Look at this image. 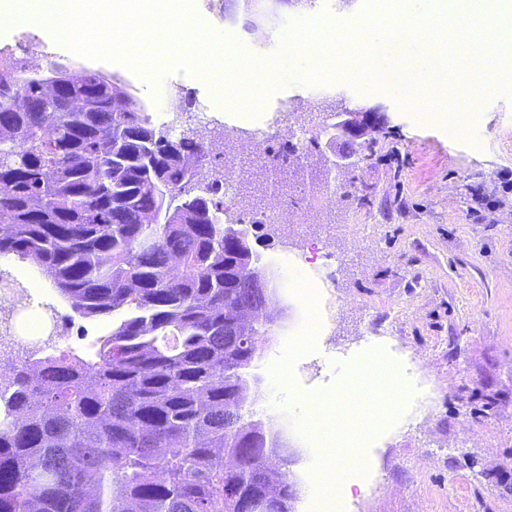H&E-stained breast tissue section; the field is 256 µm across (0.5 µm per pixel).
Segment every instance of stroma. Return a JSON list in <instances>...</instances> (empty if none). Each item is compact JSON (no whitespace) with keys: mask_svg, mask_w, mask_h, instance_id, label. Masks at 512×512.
<instances>
[{"mask_svg":"<svg viewBox=\"0 0 512 512\" xmlns=\"http://www.w3.org/2000/svg\"><path fill=\"white\" fill-rule=\"evenodd\" d=\"M193 7L212 32L233 36L251 57L274 55L286 20L302 12L281 0H193ZM0 45L21 62L38 53L52 64L114 77L173 140L204 134L203 114L216 113L205 87L181 73L146 80L36 28L0 25ZM360 108L380 110L387 126L374 157L348 176L327 182L319 155L304 149L300 174L279 178L273 192L274 171L261 156L224 198L225 223L257 221L251 245L278 292L250 409L282 427L295 512H313L309 472L321 446L291 426L288 413L302 407L275 389L270 367L305 322L284 259L321 241L333 255L327 302L334 319L327 340L294 363L297 389L335 397L344 364L381 347L390 358L409 359L417 389L430 396L426 417L407 411L364 443L370 480L353 483L347 512H512V96L478 98L476 125L454 133L413 106H399L391 84L363 93L341 80L312 86L290 79L249 130L231 113H216L227 169L235 171L255 140L275 148L290 140V128L315 129L330 113ZM279 110L287 125L268 129ZM302 187L325 194V205L299 199ZM273 193L288 202L292 223L260 222ZM51 300L62 349L82 350L119 320L82 318L59 295Z\"/></svg>","mask_w":512,"mask_h":512,"instance_id":"35a3bbf8","label":"stroma"}]
</instances>
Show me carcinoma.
<instances>
[{"mask_svg":"<svg viewBox=\"0 0 512 512\" xmlns=\"http://www.w3.org/2000/svg\"><path fill=\"white\" fill-rule=\"evenodd\" d=\"M295 148L268 149L287 170ZM204 142L169 139L91 70L56 86L0 55V257L81 317L87 350L16 363L0 398V512H293L288 456L245 410L263 316Z\"/></svg>","mask_w":512,"mask_h":512,"instance_id":"carcinoma-1","label":"carcinoma"}]
</instances>
